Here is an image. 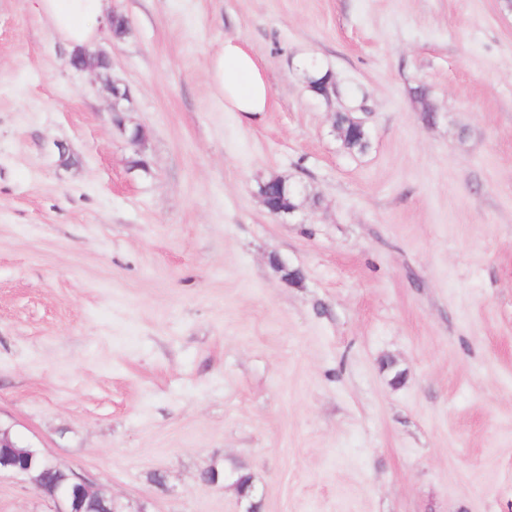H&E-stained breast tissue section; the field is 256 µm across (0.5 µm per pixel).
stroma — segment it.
I'll list each match as a JSON object with an SVG mask.
<instances>
[{
	"mask_svg": "<svg viewBox=\"0 0 512 512\" xmlns=\"http://www.w3.org/2000/svg\"><path fill=\"white\" fill-rule=\"evenodd\" d=\"M108 11L129 20L98 42L130 90L120 126L32 0H0V426L126 512H512V11ZM228 38L263 65L266 112L213 96ZM305 60L369 115L367 154ZM273 176L295 213L262 205ZM0 512L55 505L5 474Z\"/></svg>",
	"mask_w": 512,
	"mask_h": 512,
	"instance_id": "1",
	"label": "stroma"
}]
</instances>
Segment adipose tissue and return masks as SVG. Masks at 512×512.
<instances>
[{
	"label": "adipose tissue",
	"instance_id": "ef3b65f1",
	"mask_svg": "<svg viewBox=\"0 0 512 512\" xmlns=\"http://www.w3.org/2000/svg\"><path fill=\"white\" fill-rule=\"evenodd\" d=\"M36 10L51 31L71 50L90 48L111 30L105 0H35ZM213 96L225 110L253 115L267 111L269 89L262 68L242 43L225 39L209 63Z\"/></svg>",
	"mask_w": 512,
	"mask_h": 512
}]
</instances>
